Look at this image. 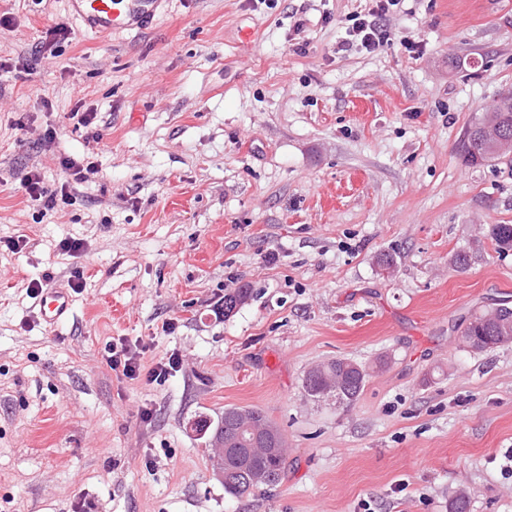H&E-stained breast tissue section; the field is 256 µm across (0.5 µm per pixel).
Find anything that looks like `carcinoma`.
<instances>
[{
  "instance_id": "obj_1",
  "label": "carcinoma",
  "mask_w": 512,
  "mask_h": 512,
  "mask_svg": "<svg viewBox=\"0 0 512 512\" xmlns=\"http://www.w3.org/2000/svg\"><path fill=\"white\" fill-rule=\"evenodd\" d=\"M462 151L472 163L497 160L512 152V96L485 110L467 129ZM489 236L501 248L512 247V225L494 224ZM461 341L475 351L512 343V307L500 306L475 315L461 332ZM368 373L348 358H337L309 368L302 387L307 396H336L351 404L364 388ZM224 456L210 457L213 468H224V492L255 494L281 479L286 441L279 426L258 409H224Z\"/></svg>"
}]
</instances>
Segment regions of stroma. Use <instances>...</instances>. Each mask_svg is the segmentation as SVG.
<instances>
[{
	"label": "stroma",
	"instance_id": "1",
	"mask_svg": "<svg viewBox=\"0 0 512 512\" xmlns=\"http://www.w3.org/2000/svg\"><path fill=\"white\" fill-rule=\"evenodd\" d=\"M369 6L167 0L99 35L68 0H0V238L29 240L0 249V512H448L461 490L469 512H512V344L457 338L512 306V249L487 234L512 224V163L460 154L512 94V0H400L384 47L339 50ZM59 22L70 38L43 47ZM79 102L91 127L67 118ZM92 147L99 173L71 205L27 202L22 171L55 188L58 156ZM65 237L81 258L58 253ZM77 275L46 327L29 282ZM139 339L145 365L174 352L182 369L159 385L112 371L109 344ZM336 358L366 366L360 396L306 398L305 371ZM230 406L287 439L266 493L226 494L190 428Z\"/></svg>",
	"mask_w": 512,
	"mask_h": 512
}]
</instances>
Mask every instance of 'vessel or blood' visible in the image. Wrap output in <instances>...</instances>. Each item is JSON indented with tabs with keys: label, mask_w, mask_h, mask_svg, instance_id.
I'll use <instances>...</instances> for the list:
<instances>
[{
	"label": "vessel or blood",
	"mask_w": 512,
	"mask_h": 512,
	"mask_svg": "<svg viewBox=\"0 0 512 512\" xmlns=\"http://www.w3.org/2000/svg\"><path fill=\"white\" fill-rule=\"evenodd\" d=\"M165 0H69L71 11L90 30L108 34L140 28L160 12ZM71 297L68 289L47 288L39 301L38 313L50 327L68 315Z\"/></svg>",
	"instance_id": "1"
}]
</instances>
